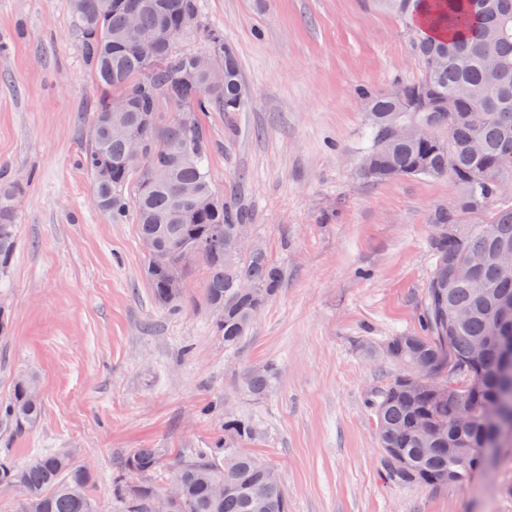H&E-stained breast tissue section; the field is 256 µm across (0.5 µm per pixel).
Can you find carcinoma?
<instances>
[{"label":"carcinoma","mask_w":512,"mask_h":512,"mask_svg":"<svg viewBox=\"0 0 512 512\" xmlns=\"http://www.w3.org/2000/svg\"><path fill=\"white\" fill-rule=\"evenodd\" d=\"M375 8L401 18L416 32L414 51L421 76L398 85L401 96H373L361 91L369 131L362 160L376 168L361 169L364 178L386 182L403 177L447 178L458 189L455 204L432 216L430 246L435 266L425 291L417 333L393 337L391 357L412 369L423 364L461 365L455 391L443 398L422 385L403 390L402 374L376 395L372 411L380 447L395 448L403 468L384 458L390 480L399 485L438 491L470 480L471 460L499 447L485 436L488 408H512V366L491 346L471 361V344L486 335L498 305L512 299V272L491 259L501 247L512 248V203L504 205L498 183L512 180V0H372ZM86 60L105 91L94 112L102 135L91 143L81 165L94 179L98 209L120 223L134 208L141 242H155L170 254L169 266L146 271L155 300L174 310L183 300L190 267L182 262L188 249L198 252L207 277L204 300L216 313L215 328L224 348L234 350L247 336L257 313L277 293L279 267L266 255L236 253L232 240L245 228L247 214L218 198L210 178L211 143L203 124L206 112H241L247 90L234 50L218 29L207 32L206 52L224 64V83L212 85L194 65L195 53L177 48L187 32L186 18L200 21V0H72ZM148 34L164 27L171 37L141 46L128 34L129 17ZM130 101L123 121L109 120L112 102ZM175 110L164 121L160 109ZM406 124L436 125L432 140L394 139L389 128ZM141 141L146 157L126 165L127 138ZM480 141L474 154L470 143ZM21 191L0 169V280L13 266L18 247L13 201ZM483 256L469 281L453 282L448 263ZM468 316L453 320L451 310ZM266 366L244 374L243 386L263 395L276 380ZM472 407V426L453 423L461 399ZM42 413L38 383L32 376L15 380L0 402V427L9 431L36 424ZM448 432L432 440L426 426ZM258 435L250 421H224V448H193L164 462L157 448H137L119 462L122 471L144 477L137 484L117 481L112 496L124 512H153L161 491L151 476L168 464L181 484L170 512H288L274 468L238 447ZM94 473L77 448H55L23 465L0 458V488L23 492L20 512H97L88 494Z\"/></svg>","instance_id":"carcinoma-1"}]
</instances>
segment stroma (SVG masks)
<instances>
[{"label": "stroma", "instance_id": "35a3bbf8", "mask_svg": "<svg viewBox=\"0 0 512 512\" xmlns=\"http://www.w3.org/2000/svg\"><path fill=\"white\" fill-rule=\"evenodd\" d=\"M202 30L180 49H206L222 30L248 87L240 112L203 117L216 195L247 214L249 239L282 270L276 296L228 351L194 266L178 312L146 279L135 214L119 224L93 202L79 157L101 96L71 0H0V168L22 186L19 247L0 284L12 331L0 336V401L36 375L40 421L0 432V455L27 463L79 449L99 512L119 458L209 448L224 421L257 424L249 449L272 466L289 512H512V447L474 479L441 491L389 483L372 394L404 371L392 337L417 332L434 256V210L446 179H365L361 90L385 94L419 76L404 21L364 0H201ZM270 365L255 397L241 383ZM277 372L272 366H266L259 371L249 370L244 374L243 386L253 395H263L272 388Z\"/></svg>", "mask_w": 512, "mask_h": 512}]
</instances>
